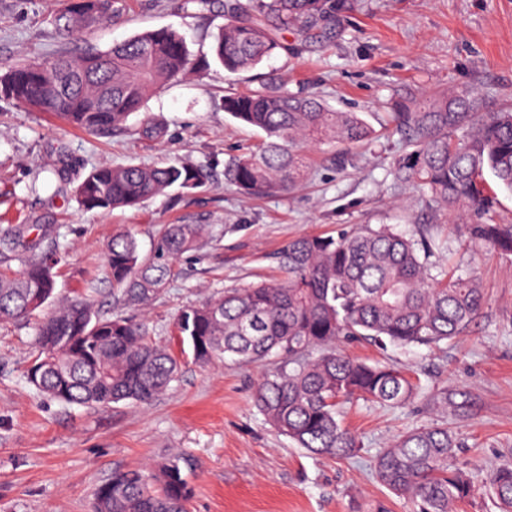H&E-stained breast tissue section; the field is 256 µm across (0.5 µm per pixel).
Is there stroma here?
I'll list each match as a JSON object with an SVG mask.
<instances>
[{"mask_svg":"<svg viewBox=\"0 0 512 512\" xmlns=\"http://www.w3.org/2000/svg\"><path fill=\"white\" fill-rule=\"evenodd\" d=\"M55 0H0V71L66 51L108 50L145 31L186 37L192 72L161 87L144 116L90 135L60 119L0 100V228L21 231L11 266L49 254L59 296H90L100 314L143 323L179 362L171 389L148 406H70L35 391L25 372L37 353L36 318L0 325V512H91L94 493L113 471L149 468L175 452L193 455L188 512H414L411 500L382 486L371 459L395 435L437 423L456 434V462L476 486L455 512H497L486 480L512 464V255L471 242L472 216L431 209L419 188L391 175L402 148L381 131L393 102L436 90H475L493 104L512 101V0H346L312 39L288 31V49L248 72L213 62L212 36L224 24L222 0H114L112 13L74 39L51 23ZM277 77L288 89L379 129L351 150L344 170L335 149L312 153L304 184L290 194L246 197L224 178V164L259 134L231 118L225 96ZM161 137H139L142 118ZM177 158L204 167L206 183L175 189L135 208L82 209L74 189L92 168L155 166ZM169 224H200L202 245L177 262L178 276L147 307L112 298L104 259L113 235L134 231L153 253ZM392 224L409 235L430 232L453 256L459 274H478L490 303L466 335L435 350H380L347 344L355 356L393 361L417 386L405 407L345 406L343 422L362 441L358 457L337 461L296 447L257 411L261 369L226 360L201 364L185 352L180 312L263 278L279 276L276 253L303 234H336ZM448 395L447 402L433 397Z\"/></svg>","mask_w":512,"mask_h":512,"instance_id":"1","label":"stroma"}]
</instances>
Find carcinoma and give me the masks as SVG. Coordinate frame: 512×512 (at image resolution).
<instances>
[{
  "label": "carcinoma",
  "mask_w": 512,
  "mask_h": 512,
  "mask_svg": "<svg viewBox=\"0 0 512 512\" xmlns=\"http://www.w3.org/2000/svg\"><path fill=\"white\" fill-rule=\"evenodd\" d=\"M341 0H224L225 23L211 45L213 60L229 73L251 70L281 51V33L323 29L342 10ZM111 0H58L52 23L64 39L111 10ZM189 70L183 34L147 30L108 51L87 49L12 67L0 75V99L50 112L68 125L99 133L124 125L166 82ZM224 112L263 133L254 148L232 157L224 177L243 194L292 192L307 178L310 148L336 145L349 151L370 143L373 130L354 112L290 93L274 78L224 97ZM404 154L391 173L400 183L426 190L448 214L472 210L487 216L471 237L512 254V223L491 217L496 189L512 195V104L490 108L472 91L435 92L386 113ZM206 170L181 161L159 167L102 165L76 187L88 211L134 208L173 187L193 190ZM203 225L169 224L154 253L144 257L130 231L112 237L105 263L112 295L142 306L174 276V265L200 247ZM17 234L0 238V324L44 313L35 336L37 355L26 371L38 392L68 405H148L178 376L177 359L153 342L141 323L101 316L84 296L59 301L47 260L36 255L11 271ZM425 237L407 236L390 224L365 225L337 237L305 235L282 248L283 276L263 279L183 310L178 328L199 363L227 357L279 368L263 375L254 405L298 447L346 459L363 449L343 425L341 408L354 400L399 407L417 387L391 363H369L344 353L343 340L363 339L386 349H437L467 332L489 302L475 274L461 276L436 261ZM459 442L445 426L412 428L396 435L372 460L378 481L410 499L415 512H452L472 497L473 486L455 466ZM194 460L168 457L154 472L118 470L100 485L93 512H187V473ZM489 487L501 512H512V466L496 468Z\"/></svg>",
  "instance_id": "obj_1"
}]
</instances>
